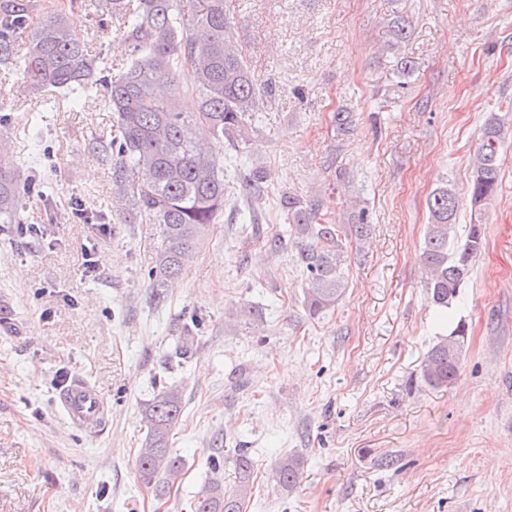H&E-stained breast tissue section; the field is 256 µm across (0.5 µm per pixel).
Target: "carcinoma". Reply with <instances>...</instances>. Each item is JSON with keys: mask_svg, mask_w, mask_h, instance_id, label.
Segmentation results:
<instances>
[{"mask_svg": "<svg viewBox=\"0 0 512 512\" xmlns=\"http://www.w3.org/2000/svg\"><path fill=\"white\" fill-rule=\"evenodd\" d=\"M183 0H98L102 14L118 22L122 67L116 76L104 72L63 11L41 19L27 0H0V64L22 71L34 89L54 88L71 94L96 90L102 111L113 115L118 135L93 149L112 155V190L127 214L141 224L161 228L156 255L155 297L164 299L166 281L179 276L224 210V170L216 148L247 142L248 123L267 93L257 83L231 33L229 0H195L198 10L186 16ZM25 51L19 53L18 40ZM199 98L198 111L177 108L180 85ZM512 136V123L496 114L484 122L471 159V213L495 195L502 168V148ZM265 188L264 172L254 168L239 193L252 201ZM36 192L32 176L22 168L13 142L0 137V223L17 224L22 200ZM288 213V233L306 274L303 306L317 316L338 303L347 286L349 255L343 239L362 240L370 233L365 214L355 224H322L301 198H281ZM427 224L421 259L428 271V301L448 308L470 279L485 247L482 225H468L456 239L458 198L444 185L428 196ZM468 326L458 321L429 350L421 368L434 388L451 385L459 374ZM182 412V395L165 388L143 411L145 448L137 467L141 481L163 496L173 487L184 460L170 452L169 434ZM237 481L209 485L193 504L194 512H244L253 460L236 450ZM302 461L289 455L276 463L278 484L294 488Z\"/></svg>", "mask_w": 512, "mask_h": 512, "instance_id": "obj_1", "label": "carcinoma"}]
</instances>
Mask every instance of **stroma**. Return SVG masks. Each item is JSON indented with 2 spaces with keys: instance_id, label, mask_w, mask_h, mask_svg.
<instances>
[{
  "instance_id": "obj_1",
  "label": "stroma",
  "mask_w": 512,
  "mask_h": 512,
  "mask_svg": "<svg viewBox=\"0 0 512 512\" xmlns=\"http://www.w3.org/2000/svg\"><path fill=\"white\" fill-rule=\"evenodd\" d=\"M31 4L37 17L72 11L93 55L120 63L93 0ZM231 9L234 40L272 91L243 151L221 150L224 211L160 305L148 277L160 227L125 218L112 163L93 150L115 133L111 113L95 94L45 97L0 64V136L16 139L41 189L20 207L40 235L0 226V512H192L205 484H233L237 448L254 461L245 512H512V140L479 218L486 248L446 319L420 260L428 195L453 186L456 224L470 223L469 158L487 116L512 109V0ZM338 112L353 113L350 129ZM258 166L267 191L248 203L238 183ZM288 193L320 221L363 209L371 224L347 243L343 297L315 318L292 247L263 244L288 227ZM460 320L459 374L429 387L421 365ZM77 378L106 402L103 425L67 419L58 398ZM165 387L183 393L169 447L185 466L159 499L136 462L142 411ZM285 455L303 461L291 491L274 478Z\"/></svg>"
}]
</instances>
